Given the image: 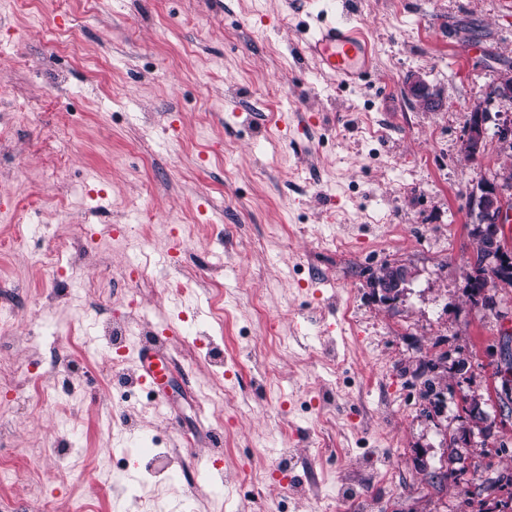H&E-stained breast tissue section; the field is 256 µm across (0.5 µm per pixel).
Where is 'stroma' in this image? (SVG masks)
Returning <instances> with one entry per match:
<instances>
[{"mask_svg":"<svg viewBox=\"0 0 512 512\" xmlns=\"http://www.w3.org/2000/svg\"><path fill=\"white\" fill-rule=\"evenodd\" d=\"M346 7L375 48L356 87L320 75L301 53L317 16ZM463 21L478 25V43L460 39ZM511 66L505 0H0V93L34 110L30 123H11L0 96V204L16 216L0 222V281L44 303L16 311L0 382L27 386L21 367L41 345L30 336L37 323L88 364L68 414L48 373L25 408L0 397V460L17 472L0 502L13 512H36L44 499L53 512H171L179 501L192 512H347L341 491L355 475L371 512H512L507 492L482 490L486 478H512V416L497 400L483 406L487 443L507 453L490 459L473 447L452 463L447 451L472 391L500 388L502 338L512 334V290L496 291L490 310L467 286L469 193L505 160L495 132L512 104L490 105L479 158L458 157L473 104ZM412 74L440 91L445 110L407 97ZM55 183L77 194V208L47 202ZM145 218L179 224L181 271L168 265L166 238L143 235ZM30 220L43 227L31 242L39 249L82 224L139 238L80 257V281L64 287L54 268L8 247ZM339 238L353 250H328ZM397 260L416 274L386 302L368 278ZM174 273L185 284L177 295L166 290ZM63 287L68 296L54 299ZM97 299L117 315L140 311L154 331L173 325L174 347L221 340L223 374L207 354L183 360L166 407L136 410L140 434L188 438L186 453L212 475L200 496L174 474L136 502L114 472L125 440L109 417L119 400L109 347L87 341ZM246 329L275 366L258 395V373L238 350ZM328 344L347 386L324 366ZM438 359L444 408L432 416L416 370ZM218 381L235 395L221 407L207 401ZM331 395L336 413L323 427L310 404ZM61 439L73 446L65 459ZM286 444L305 454L294 472L318 477L320 494L287 490L278 476ZM388 468L398 486L382 483ZM100 473L111 483L96 484Z\"/></svg>","mask_w":512,"mask_h":512,"instance_id":"1","label":"stroma"}]
</instances>
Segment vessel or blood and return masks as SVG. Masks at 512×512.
Listing matches in <instances>:
<instances>
[{"instance_id":"obj_1","label":"vessel or blood","mask_w":512,"mask_h":512,"mask_svg":"<svg viewBox=\"0 0 512 512\" xmlns=\"http://www.w3.org/2000/svg\"><path fill=\"white\" fill-rule=\"evenodd\" d=\"M308 51L321 73L345 86L360 84L373 68L374 48L364 30L349 19L320 20ZM172 365L166 337L153 336L138 344L133 373L139 385H152Z\"/></svg>"}]
</instances>
